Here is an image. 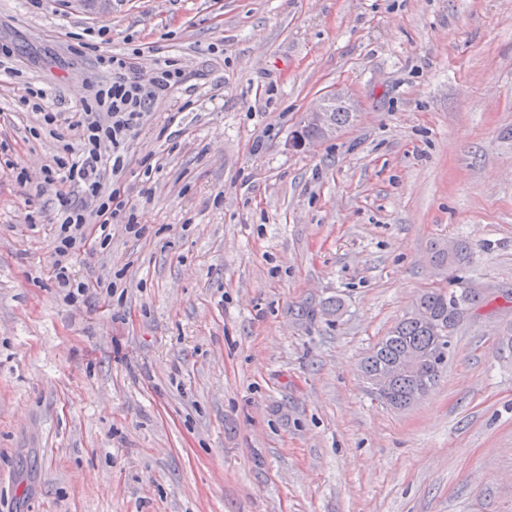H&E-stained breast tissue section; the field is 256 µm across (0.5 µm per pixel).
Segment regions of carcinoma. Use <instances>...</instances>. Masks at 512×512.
I'll return each mask as SVG.
<instances>
[{
  "instance_id": "carcinoma-1",
  "label": "carcinoma",
  "mask_w": 512,
  "mask_h": 512,
  "mask_svg": "<svg viewBox=\"0 0 512 512\" xmlns=\"http://www.w3.org/2000/svg\"><path fill=\"white\" fill-rule=\"evenodd\" d=\"M356 113L347 104L341 103L327 115V128L339 130L354 122ZM470 252L463 241L448 243L437 242L432 247L431 261L438 274L444 275L448 270L468 261ZM454 292L441 288H432L422 292L415 300L414 306L434 315L441 324H448V306L452 305ZM487 295L480 288H463L460 290L458 314L483 304ZM438 333L407 312L396 325L378 341L361 361L363 379L373 397L381 404L394 410H407L422 399L440 380L450 354L451 337L444 336L437 342ZM409 348L418 349L428 354L416 374L395 377L387 390L374 387L371 380L389 369L402 358Z\"/></svg>"
}]
</instances>
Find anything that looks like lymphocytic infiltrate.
I'll return each mask as SVG.
<instances>
[{
    "label": "lymphocytic infiltrate",
    "instance_id": "f902f5d3",
    "mask_svg": "<svg viewBox=\"0 0 512 512\" xmlns=\"http://www.w3.org/2000/svg\"><path fill=\"white\" fill-rule=\"evenodd\" d=\"M139 56L136 50L98 54L97 64L106 78L93 85L72 113L69 134L59 133L61 115L54 112L44 89L27 87L19 98L20 109L39 115L41 130L55 140L52 159L42 168L41 185L60 190L53 271L71 299L84 295L88 284L72 275L69 258L86 246L89 234L108 240L112 222L127 207L116 181L127 167L130 139L143 126L151 104L186 79L184 70L171 61L141 74Z\"/></svg>",
    "mask_w": 512,
    "mask_h": 512
}]
</instances>
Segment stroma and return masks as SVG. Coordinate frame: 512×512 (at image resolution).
I'll return each instance as SVG.
<instances>
[{
	"mask_svg": "<svg viewBox=\"0 0 512 512\" xmlns=\"http://www.w3.org/2000/svg\"><path fill=\"white\" fill-rule=\"evenodd\" d=\"M140 45L191 77L130 142L137 232L89 238L70 303L54 141L16 104L75 111L98 51ZM4 48L0 512H512V0H0ZM337 87L356 124L292 148ZM437 285L488 302L382 406L360 360ZM431 261L439 275L448 273V270L466 262L470 258L467 244L463 241L436 242L432 247Z\"/></svg>",
	"mask_w": 512,
	"mask_h": 512,
	"instance_id": "stroma-1",
	"label": "stroma"
}]
</instances>
